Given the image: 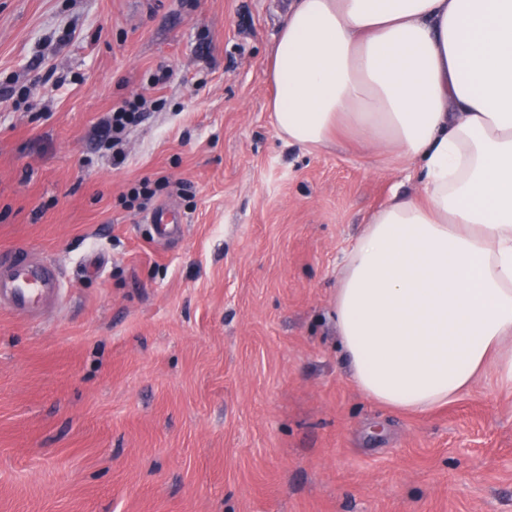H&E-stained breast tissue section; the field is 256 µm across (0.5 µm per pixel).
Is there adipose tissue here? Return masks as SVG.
Instances as JSON below:
<instances>
[{
	"instance_id": "obj_1",
	"label": "adipose tissue",
	"mask_w": 512,
	"mask_h": 512,
	"mask_svg": "<svg viewBox=\"0 0 512 512\" xmlns=\"http://www.w3.org/2000/svg\"><path fill=\"white\" fill-rule=\"evenodd\" d=\"M268 78L288 143L344 129L419 171L336 281L352 383L415 413L512 387V0H292Z\"/></svg>"
}]
</instances>
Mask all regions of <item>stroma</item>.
Segmentation results:
<instances>
[{
  "mask_svg": "<svg viewBox=\"0 0 512 512\" xmlns=\"http://www.w3.org/2000/svg\"><path fill=\"white\" fill-rule=\"evenodd\" d=\"M288 2L0 0V251L69 289L0 313V512H512V390L416 414L349 378L344 254L422 185L345 133L279 136ZM136 94L161 106L116 166L100 122ZM146 178L168 186L129 201ZM162 205L188 218L163 242Z\"/></svg>",
  "mask_w": 512,
  "mask_h": 512,
  "instance_id": "1",
  "label": "stroma"
}]
</instances>
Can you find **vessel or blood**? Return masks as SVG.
<instances>
[{"instance_id": "b4317fda", "label": "vessel or blood", "mask_w": 512, "mask_h": 512, "mask_svg": "<svg viewBox=\"0 0 512 512\" xmlns=\"http://www.w3.org/2000/svg\"><path fill=\"white\" fill-rule=\"evenodd\" d=\"M157 234L169 236L178 231L186 219L167 206L150 214ZM63 296L58 267L47 262L34 250L16 246L0 251V310L31 320L55 308Z\"/></svg>"}]
</instances>
